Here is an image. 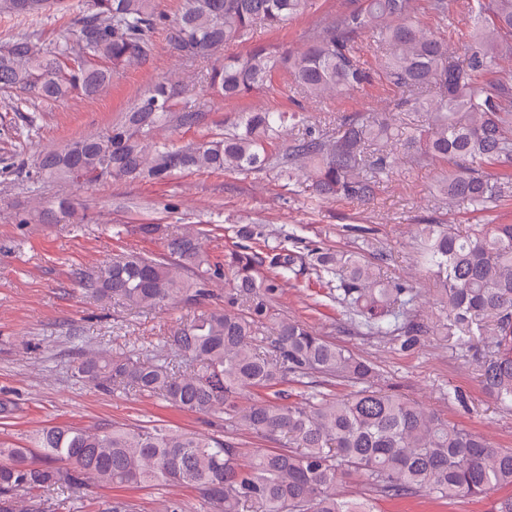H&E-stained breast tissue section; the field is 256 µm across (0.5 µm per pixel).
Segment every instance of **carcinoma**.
Masks as SVG:
<instances>
[{
	"instance_id": "cac0c4a2",
	"label": "carcinoma",
	"mask_w": 512,
	"mask_h": 512,
	"mask_svg": "<svg viewBox=\"0 0 512 512\" xmlns=\"http://www.w3.org/2000/svg\"><path fill=\"white\" fill-rule=\"evenodd\" d=\"M61 0H0V13L41 16ZM312 0H186L173 24L170 45L184 59H208L226 50L206 75L209 89L234 99L262 91L278 72L302 97L321 101L352 93L370 81L356 56L355 39L369 37L384 52L380 77L404 93L395 109L423 114L419 127L377 112L342 115L328 128L313 127L303 113L269 108L241 113L224 135L186 146L156 137L172 120L194 124L197 112L172 113L179 84L167 78L141 95L105 133L48 148L38 162L41 179L164 181L189 169L239 172L276 170L288 188L305 187L310 198H344L368 204L384 179L403 165L441 163L435 195L475 211L512 196V0H465L473 32L463 55L448 53L417 17L415 0H364L340 14L295 53L256 45L247 54L229 49L253 39L261 24L280 27L305 13ZM165 23L156 0H85L73 37L46 53L27 35L0 52V86L19 88L52 104L79 91L97 95L114 75L153 55V34ZM103 59L105 67L94 64ZM73 66L63 72L61 64ZM288 140L281 154L270 147ZM42 224L72 215L65 200L32 209ZM173 237L167 255L129 252L75 282L100 299L132 308H156L181 296L197 304L208 297L206 277L231 271L224 307L193 316L167 340L182 357L180 370L143 354L87 356L77 377L96 388L123 386L196 414L217 410L231 427L288 439V447L244 453L230 435L219 438L168 424L94 429L46 426L29 445L0 442V512H16L13 496L39 490L76 493L91 482L130 488L178 483L194 488L213 512H374L366 500L338 490L353 471L370 490L389 498H483L512 486V448L450 424L435 411L377 386L375 368L308 326L281 319L273 334L256 338L296 274L298 256L273 247L260 257L242 247L224 263L204 258L199 239ZM421 257L439 283L441 317L418 313L421 291L390 281L364 251L317 252L313 266L328 295L370 336L398 337L405 348L439 332L472 345L483 389L512 406V224H474L461 232L450 224L420 228ZM268 265V274L260 268ZM314 373L352 388L344 398L312 392L288 403V376ZM251 390L266 396L243 411L237 398ZM40 450L35 455L32 449Z\"/></svg>"
}]
</instances>
